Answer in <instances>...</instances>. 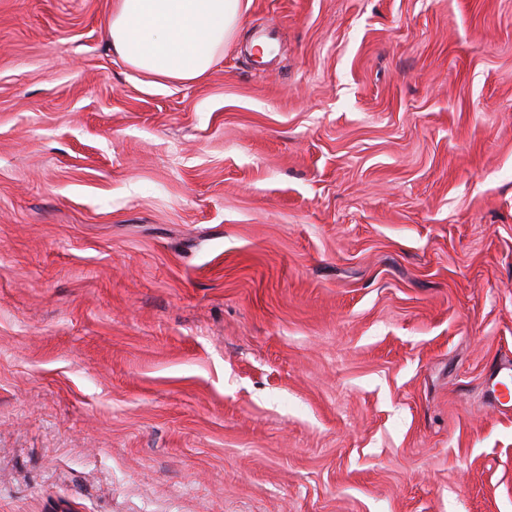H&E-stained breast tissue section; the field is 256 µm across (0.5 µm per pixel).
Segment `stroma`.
I'll return each mask as SVG.
<instances>
[{"mask_svg": "<svg viewBox=\"0 0 512 512\" xmlns=\"http://www.w3.org/2000/svg\"><path fill=\"white\" fill-rule=\"evenodd\" d=\"M114 4L0 0V512H512V0ZM241 0H117L109 18L112 51L140 73L195 82L235 36ZM512 378L511 366L500 367L496 373V381L489 388L490 397L498 403L508 404L512 401L511 391L508 386L509 377ZM504 399L505 401H502Z\"/></svg>", "mask_w": 512, "mask_h": 512, "instance_id": "obj_1", "label": "stroma"}]
</instances>
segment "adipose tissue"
Listing matches in <instances>:
<instances>
[{
    "instance_id": "adipose-tissue-1",
    "label": "adipose tissue",
    "mask_w": 512,
    "mask_h": 512,
    "mask_svg": "<svg viewBox=\"0 0 512 512\" xmlns=\"http://www.w3.org/2000/svg\"><path fill=\"white\" fill-rule=\"evenodd\" d=\"M241 0H116L108 23L114 54L140 73L195 82L235 36Z\"/></svg>"
}]
</instances>
